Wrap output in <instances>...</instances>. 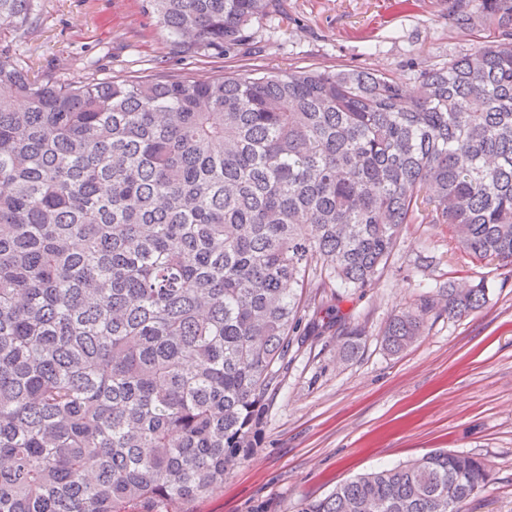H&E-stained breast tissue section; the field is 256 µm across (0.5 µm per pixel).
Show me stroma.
<instances>
[{
	"label": "stroma",
	"instance_id": "stroma-1",
	"mask_svg": "<svg viewBox=\"0 0 512 512\" xmlns=\"http://www.w3.org/2000/svg\"><path fill=\"white\" fill-rule=\"evenodd\" d=\"M486 37L458 28L448 0H278L241 49L183 53L147 0H33L25 28H0V48L57 82L354 68L412 89L420 70ZM448 282L485 283L486 304L462 319L431 315L421 336L389 354L386 322ZM300 316L303 339L269 391L258 447L200 512H297L303 499L436 448L491 468L464 512H512V266L469 256L447 225L408 224L383 275L342 293L334 327L319 329L309 307ZM355 329L361 347L343 357Z\"/></svg>",
	"mask_w": 512,
	"mask_h": 512
}]
</instances>
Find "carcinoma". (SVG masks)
<instances>
[{
	"label": "carcinoma",
	"instance_id": "obj_1",
	"mask_svg": "<svg viewBox=\"0 0 512 512\" xmlns=\"http://www.w3.org/2000/svg\"><path fill=\"white\" fill-rule=\"evenodd\" d=\"M271 3L148 0L188 51L243 46ZM452 9L498 39L412 91L358 69L58 83L0 52V512H199L256 445L303 289L369 286L405 224L512 265V0ZM486 296L444 285L384 346ZM490 481L438 448L298 512H462Z\"/></svg>",
	"mask_w": 512,
	"mask_h": 512
}]
</instances>
